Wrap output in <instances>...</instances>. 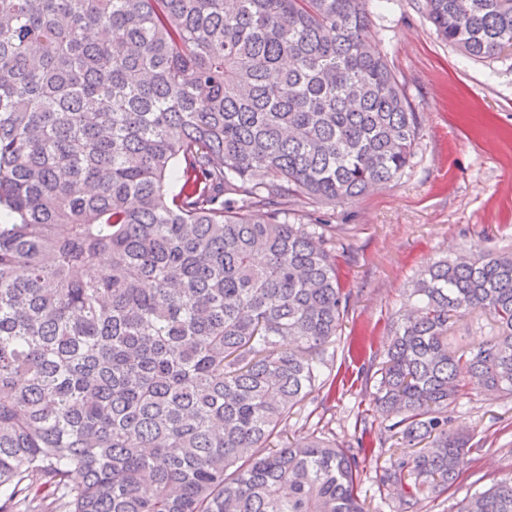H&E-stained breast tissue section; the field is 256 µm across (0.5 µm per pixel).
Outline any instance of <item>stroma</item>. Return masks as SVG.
Segmentation results:
<instances>
[{
  "mask_svg": "<svg viewBox=\"0 0 512 512\" xmlns=\"http://www.w3.org/2000/svg\"><path fill=\"white\" fill-rule=\"evenodd\" d=\"M372 22L420 116V139L396 183L324 211L344 249L351 306L335 343V391L314 393L288 428L300 436L316 430L343 446L363 439L368 512H396V488L379 484L390 453L372 402L373 373L422 269L464 248L512 252V55L477 61L442 42L423 0H375ZM452 425L474 432L467 464L447 492L421 498L415 512H455L474 481L512 476L511 399L472 395L455 408Z\"/></svg>",
  "mask_w": 512,
  "mask_h": 512,
  "instance_id": "stroma-1",
  "label": "stroma"
}]
</instances>
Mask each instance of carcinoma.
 <instances>
[{
    "instance_id": "cac0c4a2",
    "label": "carcinoma",
    "mask_w": 512,
    "mask_h": 512,
    "mask_svg": "<svg viewBox=\"0 0 512 512\" xmlns=\"http://www.w3.org/2000/svg\"><path fill=\"white\" fill-rule=\"evenodd\" d=\"M372 0H0V512H366L360 461L288 418L350 307L327 224L420 136ZM471 58L512 0H424ZM392 324L374 404L397 512L440 496L473 393L512 398V253L444 258ZM479 311L496 332L453 349ZM456 512H512V477Z\"/></svg>"
}]
</instances>
